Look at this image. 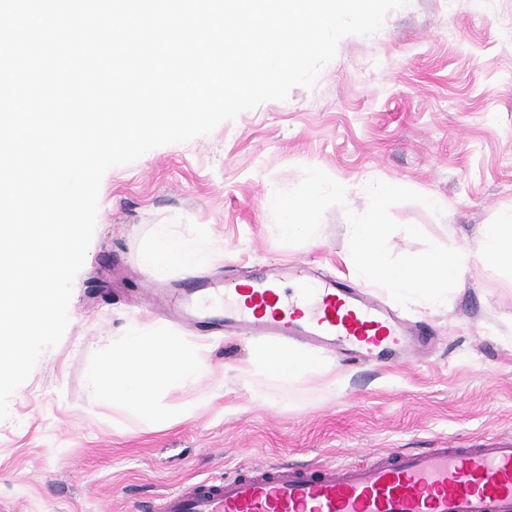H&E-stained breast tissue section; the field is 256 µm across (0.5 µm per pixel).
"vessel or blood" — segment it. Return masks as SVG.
Returning <instances> with one entry per match:
<instances>
[{
    "instance_id": "obj_1",
    "label": "vessel or blood",
    "mask_w": 512,
    "mask_h": 512,
    "mask_svg": "<svg viewBox=\"0 0 512 512\" xmlns=\"http://www.w3.org/2000/svg\"><path fill=\"white\" fill-rule=\"evenodd\" d=\"M165 313L213 332L281 347L323 349L346 360L401 365L422 359L433 336L368 289L283 263L255 274L197 277ZM152 512H512V438L488 448H430L362 463L272 464L202 480L156 497Z\"/></svg>"
}]
</instances>
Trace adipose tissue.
<instances>
[{"mask_svg": "<svg viewBox=\"0 0 512 512\" xmlns=\"http://www.w3.org/2000/svg\"><path fill=\"white\" fill-rule=\"evenodd\" d=\"M477 253L483 264L512 263V225L485 228ZM209 367L196 345L161 329L128 325L110 359L87 377L92 403L131 404L156 418H166L158 394L169 387L195 389Z\"/></svg>", "mask_w": 512, "mask_h": 512, "instance_id": "ef3b65f1", "label": "adipose tissue"}]
</instances>
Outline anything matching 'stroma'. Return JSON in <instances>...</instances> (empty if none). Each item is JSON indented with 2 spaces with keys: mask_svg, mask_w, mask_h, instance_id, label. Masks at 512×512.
I'll return each mask as SVG.
<instances>
[{
  "mask_svg": "<svg viewBox=\"0 0 512 512\" xmlns=\"http://www.w3.org/2000/svg\"><path fill=\"white\" fill-rule=\"evenodd\" d=\"M303 165L343 184L346 205L327 210L316 242L285 245L270 193L295 186ZM374 180L437 200L443 215L418 203L391 215L457 250L476 248L484 226L512 213V0H407L378 34L342 38L314 87L109 169L65 335L0 421V512H146L158 494L259 461L357 462L512 436V267L486 271L473 259L444 304L403 311L437 332L428 363L319 352L309 372L270 377L259 366L274 345L206 342L179 326L211 367L200 411L179 415L194 394L179 388L161 393L162 421L91 403L86 373L100 337L120 338L133 321L166 324L133 306L137 276L116 285L112 268L167 236L177 261L156 279L178 288L203 272L246 275L275 260L353 277L345 213L366 209ZM199 247L209 252L201 266Z\"/></svg>",
  "mask_w": 512,
  "mask_h": 512,
  "instance_id": "stroma-1",
  "label": "stroma"
}]
</instances>
